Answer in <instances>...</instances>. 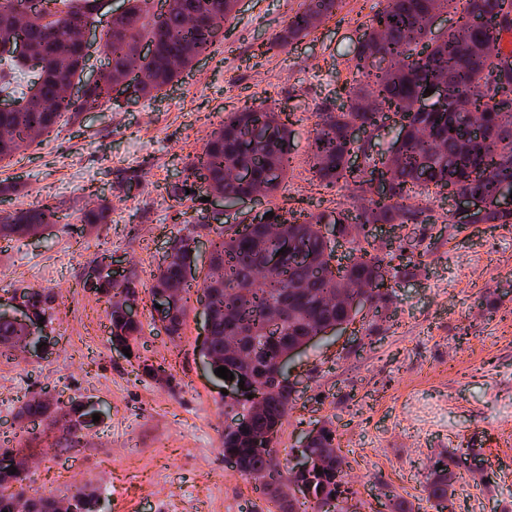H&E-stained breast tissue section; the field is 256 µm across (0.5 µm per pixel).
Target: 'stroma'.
<instances>
[{
  "label": "stroma",
  "instance_id": "35a3bbf8",
  "mask_svg": "<svg viewBox=\"0 0 512 512\" xmlns=\"http://www.w3.org/2000/svg\"><path fill=\"white\" fill-rule=\"evenodd\" d=\"M84 77L107 68L101 30L126 0H102ZM304 0H237L219 42L158 96L62 114L47 135L0 163V212L50 202L59 220L33 238L0 236V303L39 290L50 350L0 355V448L28 460V494L68 501L98 493L101 512H268L269 497L224 458L232 422L219 380L200 353L203 307L179 343L154 316L149 290L174 240L212 237L259 210L352 208L358 190L311 183L308 144L319 113L338 110L353 82L352 52L383 0H344L307 37L273 42ZM289 117L294 163L260 202L203 200L189 171L207 133L247 103ZM110 208L91 228L82 209ZM414 220L376 224L371 242L412 262L389 273L385 301L314 340L289 360L293 407L278 433L280 471L310 431L334 430L358 512H389L388 496L436 512L424 486L454 454L449 512H512V224H458L447 194L414 195ZM113 257L140 284L134 357L113 347L105 295L88 270ZM163 366L164 380L142 373ZM92 401L100 419L78 444L65 420L22 416L30 398Z\"/></svg>",
  "mask_w": 512,
  "mask_h": 512
}]
</instances>
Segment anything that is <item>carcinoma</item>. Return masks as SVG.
Here are the masks:
<instances>
[{
	"mask_svg": "<svg viewBox=\"0 0 512 512\" xmlns=\"http://www.w3.org/2000/svg\"><path fill=\"white\" fill-rule=\"evenodd\" d=\"M29 0H0V60L21 66L11 55V19L25 15L30 43L42 62L39 82L26 97L24 106L15 112H0V162L13 158L38 138L50 133L64 112H81L104 105L112 100V85L128 78V68L137 64L147 80L132 87L136 98H152L178 79L201 55L210 51L222 33L221 23L228 20L236 0H166V10L149 13L150 0H127L121 16L112 19L101 35L109 70L103 84L87 89L83 96L68 99L62 87L83 73V55L74 30L81 22H93L99 11L98 0H44L40 9L28 5ZM452 0H385L384 6L372 19L369 32L353 51L356 73L365 81L355 80L350 87L347 106L318 115L309 143L312 177L325 187L341 181L354 180L359 185L360 206L330 213H308L304 219L294 212L274 211L269 223L276 231L291 228L298 231L308 249L322 256L325 245L320 225L340 224L343 232L362 243L356 249L355 264L341 270L333 268L329 259L314 270L308 266L284 265L263 271L256 256L267 240L260 236H245L221 229L215 232L212 253L222 271L224 289L209 296L212 343L209 355L215 365L230 366L231 372H244L266 379L264 410L252 424L253 434L263 435L282 419L292 404L290 388L272 384L278 372L281 347L265 343L256 331L271 318L282 315L281 336L285 342L304 339L303 327L320 326L338 320L347 313L349 300L364 295L371 303L384 298L386 288L382 272L404 254H381L368 248L372 224H403L413 206L407 203L409 188H434L445 191L463 186L470 176L489 172L482 188L493 193L504 182H512V166L500 162L512 155V112L499 113L501 131L475 140H457L450 132L448 114L460 123L476 124L496 105L485 98L478 87L484 76L497 65L501 56L499 21L507 14L508 0H467L465 14L450 31L434 35L431 16L448 8ZM342 0H306L302 9L289 16L287 26L274 38L282 47L308 36L324 19L336 13ZM156 46L153 53L140 56L135 50L143 39ZM448 77L457 94L445 102L435 103L431 112L415 110L417 94L439 78ZM396 108L411 114V122L399 129L387 168V177L394 192L384 198L374 193L373 185L356 173L349 164L354 144L349 129L360 124L381 120L385 110ZM291 131L282 113L265 101L253 103L231 113L224 125L213 131L203 146V160L192 165L194 177L206 194L239 199L253 192L271 194L280 185L290 164ZM431 160L429 178H421L420 159ZM238 171L253 173L244 181ZM58 210L53 204L35 209L0 214V234L25 237L38 224H53ZM190 240L179 242L172 260L160 268L152 290L167 288L175 281L180 267L193 263ZM112 339L134 345L141 333V324H131L123 318L117 304L109 312ZM19 329L6 317L0 316V347H15ZM239 336L247 343H256L238 358H224L229 338ZM82 406V401L67 406L49 396L31 398L23 409L28 418L49 417ZM224 449L239 452L240 473L255 474L277 483L271 501L278 512H293L288 478L273 463V451L263 453L235 438L233 432L224 435ZM314 451L325 461V469L317 476V486L326 495H342L336 512H349L341 467V448L332 430L322 429ZM456 473L451 463L433 468L424 487L428 499L438 512L448 509L455 493ZM24 481L0 478V502L9 501L24 492L15 485ZM29 512H56V499L48 496L27 498ZM72 512H99L100 500L92 492L77 491L71 499Z\"/></svg>",
	"mask_w": 512,
	"mask_h": 512,
	"instance_id": "cac0c4a2",
	"label": "carcinoma"
}]
</instances>
